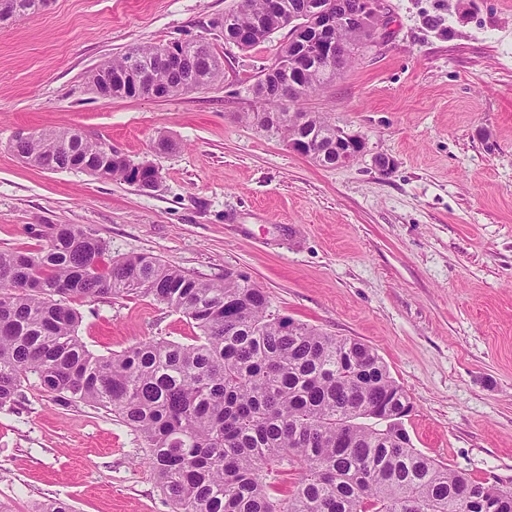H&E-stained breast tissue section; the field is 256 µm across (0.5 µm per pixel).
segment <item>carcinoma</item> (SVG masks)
I'll return each instance as SVG.
<instances>
[{"label":"carcinoma","mask_w":512,"mask_h":512,"mask_svg":"<svg viewBox=\"0 0 512 512\" xmlns=\"http://www.w3.org/2000/svg\"><path fill=\"white\" fill-rule=\"evenodd\" d=\"M287 25L288 14L270 11L268 0H237L215 22L226 44L249 32L241 50ZM336 38L346 54L307 59L300 96L331 84L366 46L352 29ZM175 45L184 56L179 71L159 46L137 45L99 64L88 82L110 70L112 96L142 95L123 80L134 55L164 97L224 80L223 56L211 43ZM300 48L293 40L282 47L250 88L260 107L239 119L272 138L312 139L325 152L312 160L327 167L337 129L330 114L292 110L277 93L274 68ZM13 149L49 171L131 185L152 178L76 130L37 132ZM104 252L102 240L70 224L55 226L43 250L0 251V409L33 376L62 405L112 411L142 437L171 512H482L486 484L423 455L393 426L361 422L409 403L371 347L273 316L263 289L237 277L206 281L148 255L105 265ZM132 294L181 312L199 336L95 354L78 334L81 316L70 302ZM285 469L299 474L286 493L278 481Z\"/></svg>","instance_id":"carcinoma-1"}]
</instances>
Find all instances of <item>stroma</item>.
Masks as SVG:
<instances>
[{"label":"stroma","mask_w":512,"mask_h":512,"mask_svg":"<svg viewBox=\"0 0 512 512\" xmlns=\"http://www.w3.org/2000/svg\"><path fill=\"white\" fill-rule=\"evenodd\" d=\"M384 3L373 43L299 102L365 139L339 167L238 118L287 27L223 46L218 84L169 98L90 90L89 72L129 47L214 40L236 0H51L0 24V251L41 250L52 225L75 224L112 258L247 278L273 315L376 351L410 399L415 448L512 486V0ZM21 129L78 130L154 166L158 186L41 169L12 149ZM162 135L171 149H157ZM75 306L103 355L197 333L147 297ZM144 454L111 411L59 405L32 379L0 410V501L171 512Z\"/></svg>","instance_id":"1"}]
</instances>
